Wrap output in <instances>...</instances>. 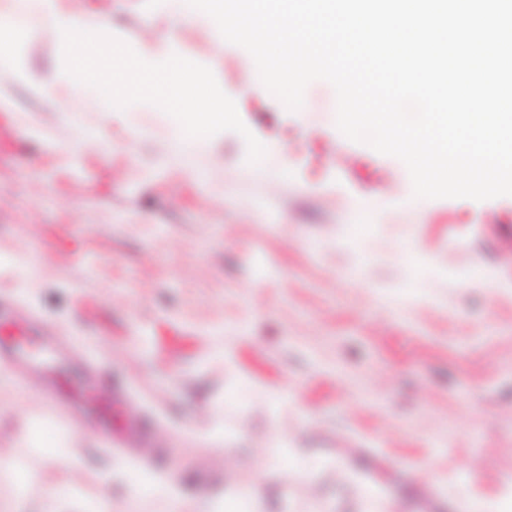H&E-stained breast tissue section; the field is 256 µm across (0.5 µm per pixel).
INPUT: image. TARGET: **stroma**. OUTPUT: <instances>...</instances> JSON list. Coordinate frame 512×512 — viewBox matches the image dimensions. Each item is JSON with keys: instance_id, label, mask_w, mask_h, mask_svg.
<instances>
[{"instance_id": "obj_1", "label": "stroma", "mask_w": 512, "mask_h": 512, "mask_svg": "<svg viewBox=\"0 0 512 512\" xmlns=\"http://www.w3.org/2000/svg\"><path fill=\"white\" fill-rule=\"evenodd\" d=\"M86 26L208 66L268 145L223 131L180 156L160 108L75 92L49 31L0 78V302L80 360L58 388L0 361V457L30 472L0 512H465L512 487V196L417 199L406 166L350 141L333 90L287 110L252 57L176 0H61ZM55 85V93L42 84ZM31 261L35 277L17 262ZM124 386L166 440L114 447ZM42 425L55 447L35 449ZM293 459L279 467L271 449ZM170 499L131 498L141 472Z\"/></svg>"}]
</instances>
